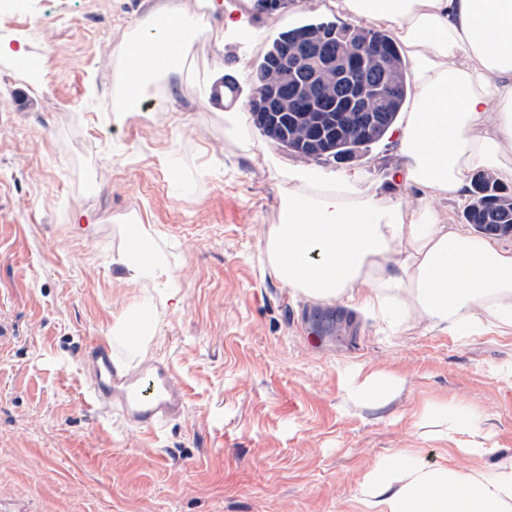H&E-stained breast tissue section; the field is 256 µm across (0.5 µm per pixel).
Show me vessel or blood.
<instances>
[{
  "mask_svg": "<svg viewBox=\"0 0 512 512\" xmlns=\"http://www.w3.org/2000/svg\"><path fill=\"white\" fill-rule=\"evenodd\" d=\"M82 360L91 375V403L108 404L137 428L156 430L185 402V392L167 364L129 367L113 354L109 343L93 337L85 342Z\"/></svg>",
  "mask_w": 512,
  "mask_h": 512,
  "instance_id": "obj_1",
  "label": "vessel or blood"
}]
</instances>
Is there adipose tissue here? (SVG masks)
Wrapping results in <instances>:
<instances>
[{
  "label": "adipose tissue",
  "instance_id": "obj_1",
  "mask_svg": "<svg viewBox=\"0 0 512 512\" xmlns=\"http://www.w3.org/2000/svg\"><path fill=\"white\" fill-rule=\"evenodd\" d=\"M337 11L391 31L411 63L412 108L393 127L400 159L391 188L416 194L403 208L361 173L276 169L283 195L264 241L275 275L307 300L349 303L393 330L416 318L467 339L512 334V250L452 224L437 202L470 201L476 169L512 183V0H335ZM117 48L127 72L125 111L156 79L177 69L200 30L179 0H162ZM128 280L162 281L181 303L178 280L139 225L114 259ZM118 337L147 350L157 321L131 307ZM418 423L464 436V453L488 448L472 419L420 412ZM363 512H512V462L467 473L419 462L411 448L375 463L358 500Z\"/></svg>",
  "mask_w": 512,
  "mask_h": 512
}]
</instances>
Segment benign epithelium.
I'll list each match as a JSON object with an SVG mask.
<instances>
[{"mask_svg": "<svg viewBox=\"0 0 512 512\" xmlns=\"http://www.w3.org/2000/svg\"><path fill=\"white\" fill-rule=\"evenodd\" d=\"M332 36L317 31L295 49L283 47L273 61L279 80L270 84L257 74L250 101L253 117H261L263 133L279 141L288 136L281 122L304 125L308 140L301 148L316 158H329L343 139L359 143L369 138L377 120L366 102L395 92L389 82L376 83L373 74L390 68V55L357 29V51L330 49Z\"/></svg>", "mask_w": 512, "mask_h": 512, "instance_id": "1", "label": "benign epithelium"}]
</instances>
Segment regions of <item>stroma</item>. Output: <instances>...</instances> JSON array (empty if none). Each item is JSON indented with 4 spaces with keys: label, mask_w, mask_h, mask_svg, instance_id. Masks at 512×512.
<instances>
[{
    "label": "stroma",
    "mask_w": 512,
    "mask_h": 512,
    "mask_svg": "<svg viewBox=\"0 0 512 512\" xmlns=\"http://www.w3.org/2000/svg\"><path fill=\"white\" fill-rule=\"evenodd\" d=\"M144 10L34 0L0 14V43L42 61L34 72L0 56V512H358L365 475L396 449L463 472L512 458V379L490 373L512 363V335L462 339L411 320L396 336L372 315L304 300L265 260L280 189L263 157L303 159L247 120L248 101L281 32L336 21L326 0L256 10L242 40L204 15L207 39L119 119L127 66L115 49ZM228 112L245 116L238 132ZM397 163L384 138L315 165L380 180ZM132 222L175 271L179 309L113 263ZM144 299L159 328L141 354L112 325ZM88 336L128 364L169 363L182 413L147 432L92 406ZM377 372L403 380L399 396L348 401V385ZM439 402L483 417L490 454L414 427Z\"/></svg>",
    "instance_id": "1"
}]
</instances>
